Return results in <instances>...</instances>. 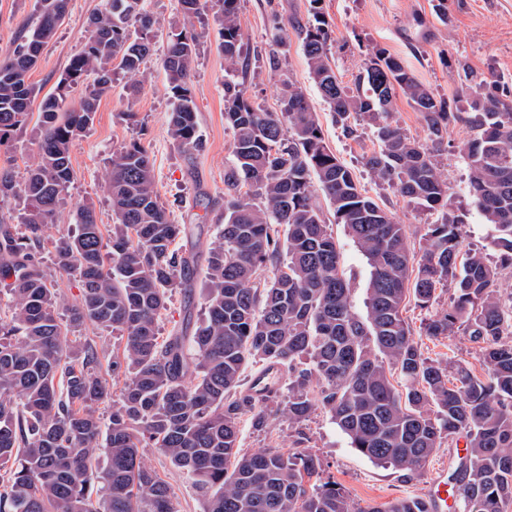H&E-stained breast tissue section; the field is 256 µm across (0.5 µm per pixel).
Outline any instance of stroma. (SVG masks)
<instances>
[{
	"label": "stroma",
	"mask_w": 512,
	"mask_h": 512,
	"mask_svg": "<svg viewBox=\"0 0 512 512\" xmlns=\"http://www.w3.org/2000/svg\"><path fill=\"white\" fill-rule=\"evenodd\" d=\"M441 3L446 6L442 12L437 9ZM105 6L106 0H70L67 16L30 74L32 83L41 86L43 92L54 91L69 58L84 44L89 19ZM321 6L332 29L331 65L344 85L354 86L369 54L378 49L399 57L424 85L443 98L457 96L460 79L456 66L461 62L512 82V0H321ZM38 7V0H0V60L10 54L20 26L36 15ZM144 7L157 21L153 31L155 53L147 65L146 78L132 93L128 90L130 77L116 74L111 93L98 104L93 126L73 141V179L54 223L43 228L48 247L41 256L44 267H51L49 244L74 229L80 204L93 203L98 224H112V207L104 191L106 170L114 152L129 142L140 143L152 160L161 201L176 223L195 228L193 237L180 241L179 247L182 253L195 255L198 274L173 290L160 320L161 333L166 336L195 324L204 311L200 273L206 267L207 248L216 226L224 221V170L232 158L233 133L224 122V54L218 47L214 0H205L201 12L190 17L184 14L181 0H144ZM309 18V0H240V57L247 66L248 95L254 105L276 112L280 109L282 79L301 86L318 114L328 145L367 194L405 225L411 248L420 249L426 226L434 217L415 209L394 188L371 180L364 158L378 144L370 126H359V137L352 140L333 122L309 74L298 38V26ZM172 29L193 34L199 42L191 90L198 106L203 147L189 153L173 144L168 131L171 93L162 59ZM130 112L136 113V122L127 120ZM38 132L36 118H29L14 135L11 152L0 154V167L12 166L17 176H24L36 159ZM469 139L466 125L451 128L435 158L448 182L449 208L466 216L463 249H480L494 262L499 256L494 244L496 233L491 225L483 223L469 192V169L463 159ZM315 201L340 247L353 310L364 314L366 260L343 225L336 223L329 201L320 194ZM436 295L431 309L447 308L450 290L438 288ZM428 310L419 307L414 296H407L404 315L413 332L420 334L424 355L462 361L476 376H483L477 346L467 336L435 340L421 335ZM302 429L325 475L343 486L355 512L401 496H425L431 478L454 466L459 446L458 441H444L423 475L407 481L395 470L378 466L352 449L326 412L316 411ZM293 435L284 417L271 421L263 430L254 427L251 413L239 419V447L245 453L292 448ZM141 456L148 468L169 483L179 512H203V501L191 481L163 454L148 447L142 449Z\"/></svg>",
	"instance_id": "35a3bbf8"
}]
</instances>
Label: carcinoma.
I'll return each mask as SVG.
<instances>
[{"mask_svg": "<svg viewBox=\"0 0 512 512\" xmlns=\"http://www.w3.org/2000/svg\"><path fill=\"white\" fill-rule=\"evenodd\" d=\"M12 54L0 61V149L38 110L37 160L23 181L0 170V200L24 196L20 223L0 218V285L9 297L0 315V512H178L169 484L142 461L159 450L192 482L203 512H353L342 486L322 477L320 459L299 426L329 412L360 455L411 480L443 440L466 441L452 476L464 512H505L512 501V302L498 289L499 269L512 268V84L462 68V95L436 98L403 61L378 50L359 76L342 84L329 62V22L321 0L299 37L309 73L342 132L374 129L378 150L364 158L371 179L415 207L437 214L422 252L405 225L362 189L325 142L305 90L288 80L281 112H262L240 78L239 0H216L224 52V122L233 131V160L224 172V223L208 245L205 312L192 332L159 336L168 292L194 274L176 248L193 235L175 224L155 189L147 151L133 141L112 154L106 180L114 215L107 233L93 205L76 211V231L53 243L56 270L82 292L61 327L65 298L37 256L43 225L54 222L72 178L70 148L91 128L117 71L136 91L153 52L154 19L141 0H109L92 16L82 49L40 96L29 81L54 38L69 0H39ZM198 43L167 34L163 67L172 93L169 134L184 152L201 147L190 85ZM77 100L63 106L73 92ZM407 98L428 132L420 143L393 124L398 96ZM471 131L466 159L470 192L484 223L494 226L500 264L481 250L462 251L463 215L448 208V183L434 148L448 128ZM333 206L370 267L366 314L352 310L335 238L316 193ZM273 277L255 285L257 272ZM422 307L438 287L454 290L448 309L431 314L424 335L459 329L477 344L481 379L452 359L423 356L403 316L408 283ZM124 332L112 356L83 336L87 326ZM123 380L107 421L102 360ZM276 370L269 394L241 389L244 371ZM398 373L401 388L389 376ZM288 402L271 407L282 382ZM258 428L272 414L288 417L295 447L243 454L239 416ZM364 512H432L428 499L395 498Z\"/></svg>", "mask_w": 512, "mask_h": 512, "instance_id": "cac0c4a2", "label": "carcinoma"}]
</instances>
